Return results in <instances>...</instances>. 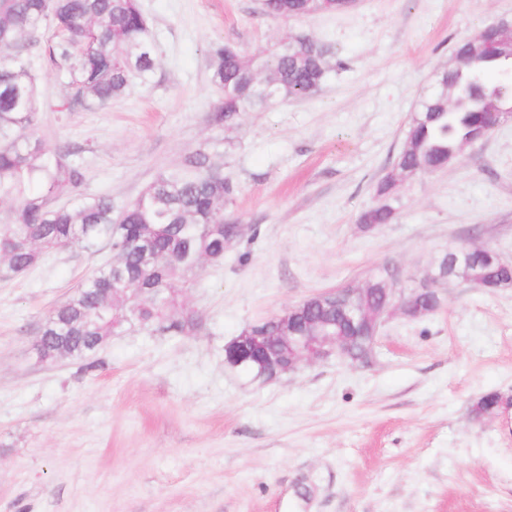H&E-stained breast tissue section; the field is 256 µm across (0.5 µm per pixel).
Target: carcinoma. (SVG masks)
Instances as JSON below:
<instances>
[{"label": "carcinoma", "mask_w": 512, "mask_h": 512, "mask_svg": "<svg viewBox=\"0 0 512 512\" xmlns=\"http://www.w3.org/2000/svg\"><path fill=\"white\" fill-rule=\"evenodd\" d=\"M274 18L328 11L323 0H262ZM53 41L42 46L41 30ZM497 40V27L481 31L479 48L460 72L440 71L434 91L426 94L411 116L402 150L392 169L376 186V203L363 210L359 223L377 229L390 223L400 199L401 179L439 171L457 157L466 139L487 132L493 113L512 108V84L495 77L503 60L484 49ZM0 199L12 201V217L0 222V278L8 279L36 267L44 253L79 247L92 250L104 239L120 256L118 268L96 270L63 304L53 308L40 328L37 349L43 361L73 358L84 369L98 367L91 359L112 335L132 326L180 336L196 331L199 312L184 307L181 289L194 284L202 264L224 261V250L240 237L239 225L224 221V205L234 195L224 177V164L211 152L197 150L172 167L160 170L120 213L112 199L79 196L56 205L64 191H74L83 174L66 165L69 148L49 151L37 137L42 109L31 58L42 54L53 68L66 73L68 108L104 106L123 95L130 77L146 78L156 67L149 24L138 0H0ZM327 49L317 41L273 50L248 58L235 47L211 49V81L223 98L213 121L232 124L237 115L275 101L312 95L324 82ZM476 79L487 97H473ZM471 273L493 290L509 273L493 250L474 254ZM294 326L308 332L340 329L352 336L349 356L360 360L373 350L368 335L347 322L339 309L327 305L305 310ZM274 337L264 356L279 361L283 351L276 337L285 335L271 315L248 324L241 335ZM497 410V393L476 401V420Z\"/></svg>", "instance_id": "carcinoma-1"}]
</instances>
